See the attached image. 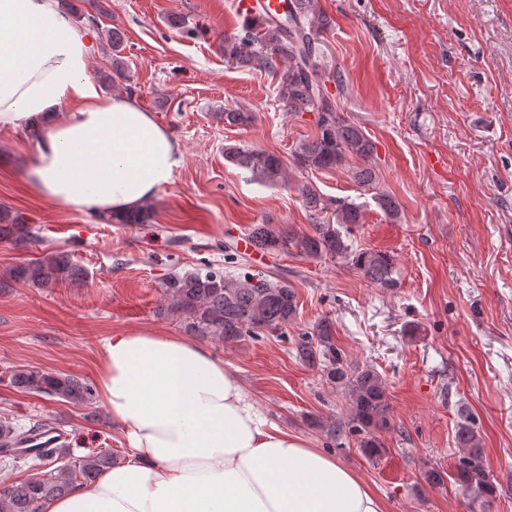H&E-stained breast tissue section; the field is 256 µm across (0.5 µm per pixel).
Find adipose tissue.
I'll list each match as a JSON object with an SVG mask.
<instances>
[{"label": "adipose tissue", "instance_id": "1", "mask_svg": "<svg viewBox=\"0 0 512 512\" xmlns=\"http://www.w3.org/2000/svg\"><path fill=\"white\" fill-rule=\"evenodd\" d=\"M91 30L57 0H0V128L37 130L23 175L73 211L134 210L180 148L134 99L87 75ZM126 457L45 512H385L369 483L270 421L204 345L147 328L109 338L97 375Z\"/></svg>", "mask_w": 512, "mask_h": 512}]
</instances>
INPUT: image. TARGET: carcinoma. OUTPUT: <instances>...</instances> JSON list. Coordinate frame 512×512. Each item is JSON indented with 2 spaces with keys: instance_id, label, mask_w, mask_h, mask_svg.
Returning <instances> with one entry per match:
<instances>
[{
  "instance_id": "cac0c4a2",
  "label": "carcinoma",
  "mask_w": 512,
  "mask_h": 512,
  "mask_svg": "<svg viewBox=\"0 0 512 512\" xmlns=\"http://www.w3.org/2000/svg\"><path fill=\"white\" fill-rule=\"evenodd\" d=\"M329 25L330 19L320 12L317 0H289L283 22L266 13L265 4L258 3L243 18L238 34L224 38V59L238 68L281 72L277 96L285 111L317 114L315 132L292 151L295 168L312 174L335 170L352 158L363 161L350 170L351 179L373 189L376 206L394 219L400 213L399 202L390 193L376 190L379 178L372 164L376 144L360 124L340 115L330 97L326 83L339 82V72L319 68L318 36ZM110 42L113 74L124 79L123 36L114 31ZM213 117L226 126L240 127L251 124L254 113L226 107ZM224 159L263 185L277 186L287 178L283 159L274 153L226 146ZM301 195L313 221L311 231L300 235L278 224H254L248 229V238L256 249L269 254L294 250L309 260L349 257L370 285L387 291L400 287L393 255L374 250L350 252L348 240L365 223V206L328 197L311 181L302 186ZM152 216L153 202L148 201L134 211L110 214L104 220L109 224H147ZM34 238L31 225L21 214L0 206V240L23 245ZM83 275V270L60 251L10 271L15 281L38 288H49L63 278L78 280ZM165 288L167 310L185 316L190 333L222 341L277 333L295 323L299 313L297 292L286 279L273 282L252 274L232 277L209 269L171 277ZM335 334L331 319H318L302 334L298 355L309 366L319 368L329 383L346 391L347 430L359 439V447L368 458H377L384 452L378 433L392 427L386 380L371 367L351 369L336 346ZM10 378L23 391L65 403L88 406L96 399L91 384L68 374L20 368ZM38 430L37 425L25 431L7 421L0 422V458L13 462L22 458L31 462L28 469L33 471L31 477L19 483H0V512H41L43 503L73 493L116 463L110 448L81 457L72 456L63 447L54 455L19 454L15 445ZM455 443L460 448L455 466L457 481L476 500L494 496L498 485L484 464L482 436L472 417H460Z\"/></svg>"
}]
</instances>
